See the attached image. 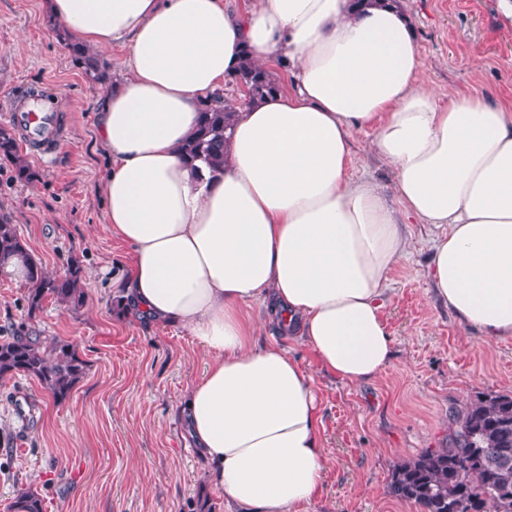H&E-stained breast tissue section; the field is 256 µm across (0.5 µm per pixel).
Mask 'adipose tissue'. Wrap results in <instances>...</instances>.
Instances as JSON below:
<instances>
[{
  "mask_svg": "<svg viewBox=\"0 0 512 512\" xmlns=\"http://www.w3.org/2000/svg\"><path fill=\"white\" fill-rule=\"evenodd\" d=\"M87 47L127 45L120 83L96 100L107 221L133 249L126 314L187 328L207 354L185 399L189 435L241 512H296L324 483L315 385L276 344L257 346L265 304L348 384L375 379L393 345L383 318L406 255V217L443 226L435 295L486 339L512 337V106L447 102L398 0H48ZM290 71L238 107L211 176L186 163L204 99L224 93L243 49ZM393 170L394 197L349 173L351 139Z\"/></svg>",
  "mask_w": 512,
  "mask_h": 512,
  "instance_id": "adipose-tissue-1",
  "label": "adipose tissue"
}]
</instances>
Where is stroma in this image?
<instances>
[{
  "label": "stroma",
  "mask_w": 512,
  "mask_h": 512,
  "mask_svg": "<svg viewBox=\"0 0 512 512\" xmlns=\"http://www.w3.org/2000/svg\"><path fill=\"white\" fill-rule=\"evenodd\" d=\"M423 61L420 81L440 98L478 92L512 104V18L505 0H403ZM43 86L67 119L50 161L20 153L23 182L0 159V217L50 272L82 270L85 299L45 302L28 317L26 287L0 272V337L17 331L43 344L71 342L87 371L64 402L34 378L0 379V512L18 491L40 494L44 512H229L181 416L205 356L188 330L122 316L116 277L132 248L106 222L97 138L102 83L75 63L56 35L47 0H0V110ZM373 130L352 135V177L391 188L390 168L371 149ZM435 225L409 221L408 252L393 274L383 317L394 357L374 380L350 385L313 352L284 336L260 304L248 313L259 343L276 342L312 377L322 409L326 470L321 494L298 512H418L393 498V467L448 440L449 414L489 392L512 391V338L485 342L434 296L428 275Z\"/></svg>",
  "instance_id": "obj_1"
}]
</instances>
